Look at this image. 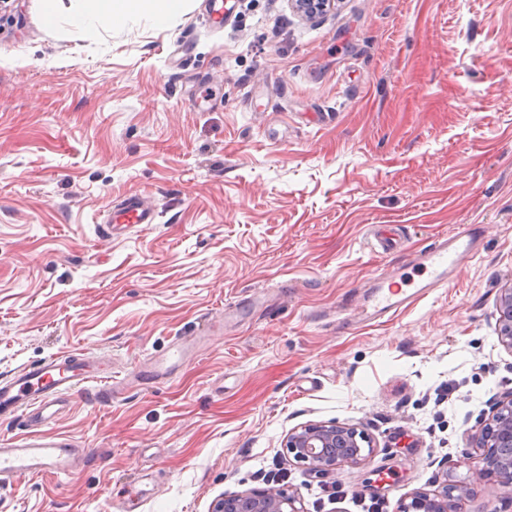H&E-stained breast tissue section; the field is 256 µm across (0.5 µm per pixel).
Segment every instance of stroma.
<instances>
[{"instance_id":"1","label":"stroma","mask_w":512,"mask_h":512,"mask_svg":"<svg viewBox=\"0 0 512 512\" xmlns=\"http://www.w3.org/2000/svg\"><path fill=\"white\" fill-rule=\"evenodd\" d=\"M183 0L95 36L0 10V378L73 349L127 379L72 397L69 475L0 488V512H212L285 489L304 512H397L449 484L512 512L473 436L512 390L495 304L512 283V0ZM142 196L155 224L107 236ZM477 254L380 322L384 273L463 228ZM194 336L169 380L148 357ZM373 451L316 474L312 422ZM292 8L305 17L324 15L335 9V0H290ZM366 445V446H364ZM373 446L368 436L353 426L339 422L310 423L293 430L285 440L288 457L314 472L325 473L342 463L365 460Z\"/></svg>"}]
</instances>
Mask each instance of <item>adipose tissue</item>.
<instances>
[{
	"mask_svg": "<svg viewBox=\"0 0 512 512\" xmlns=\"http://www.w3.org/2000/svg\"><path fill=\"white\" fill-rule=\"evenodd\" d=\"M151 2L157 18L167 21L176 15L182 0H88L87 4L69 7L64 0H42L43 15L48 25H55L60 19L83 27L84 31L95 32L102 26H117L133 18L144 2Z\"/></svg>",
	"mask_w": 512,
	"mask_h": 512,
	"instance_id": "obj_1",
	"label": "adipose tissue"
}]
</instances>
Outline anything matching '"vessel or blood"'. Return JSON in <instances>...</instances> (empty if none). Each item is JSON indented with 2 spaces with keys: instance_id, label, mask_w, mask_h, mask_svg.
<instances>
[{
  "instance_id": "vessel-or-blood-1",
  "label": "vessel or blood",
  "mask_w": 512,
  "mask_h": 512,
  "mask_svg": "<svg viewBox=\"0 0 512 512\" xmlns=\"http://www.w3.org/2000/svg\"><path fill=\"white\" fill-rule=\"evenodd\" d=\"M153 222V208L143 199L132 198L111 212L105 228L110 231L116 227L147 226ZM473 249L472 235L466 230L429 247L421 262L428 275V287L436 288L445 283L458 261ZM402 305V299L397 298L393 288H377L364 303L366 318L375 321L400 310ZM189 346L186 338H174L167 353L146 370V378L158 380L177 373L188 359ZM107 375V369L99 361L74 350L26 365L11 377L1 378L0 416H22L28 426L0 439V480L22 475L52 473L65 476L71 473L76 466V457L70 440L42 433L37 426L56 418L61 400Z\"/></svg>"
}]
</instances>
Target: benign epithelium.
I'll use <instances>...</instances> for the list:
<instances>
[{"label": "benign epithelium", "instance_id": "obj_1", "mask_svg": "<svg viewBox=\"0 0 512 512\" xmlns=\"http://www.w3.org/2000/svg\"><path fill=\"white\" fill-rule=\"evenodd\" d=\"M292 8L305 17L324 15L335 9L336 0H290ZM498 339L512 352V283L501 289L496 301ZM483 449L485 466L475 469L465 490L472 491L484 478L493 475L512 487V390L492 408L489 422L476 437ZM284 448L295 462L324 473L342 463L365 460L364 451H373L368 436L353 426L336 421L310 423L288 434ZM297 499L283 489H267L226 495L214 512H303ZM397 512H456L448 489L437 493H415L401 500Z\"/></svg>", "mask_w": 512, "mask_h": 512}]
</instances>
